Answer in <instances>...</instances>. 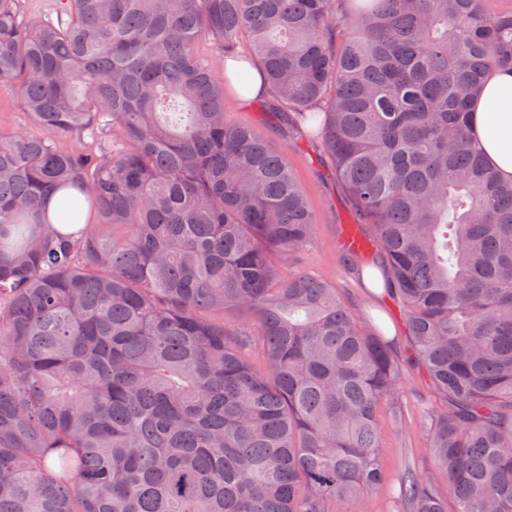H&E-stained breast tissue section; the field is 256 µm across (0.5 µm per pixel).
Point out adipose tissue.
I'll list each match as a JSON object with an SVG mask.
<instances>
[{
	"instance_id": "adipose-tissue-1",
	"label": "adipose tissue",
	"mask_w": 512,
	"mask_h": 512,
	"mask_svg": "<svg viewBox=\"0 0 512 512\" xmlns=\"http://www.w3.org/2000/svg\"><path fill=\"white\" fill-rule=\"evenodd\" d=\"M471 133L485 161L505 182H512V69L496 67L485 77L474 103Z\"/></svg>"
}]
</instances>
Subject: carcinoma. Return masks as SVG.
Returning <instances> with one entry per match:
<instances>
[{
    "instance_id": "1",
    "label": "carcinoma",
    "mask_w": 512,
    "mask_h": 512,
    "mask_svg": "<svg viewBox=\"0 0 512 512\" xmlns=\"http://www.w3.org/2000/svg\"><path fill=\"white\" fill-rule=\"evenodd\" d=\"M22 2L0 0V82L32 122L0 132V512H365L384 484L377 409L403 363L329 283L280 274L317 220L264 132L224 111L221 61L240 56L262 111L320 137L371 227L347 256H380L439 395L430 471L399 474L400 499L512 512V183L468 129L484 74L512 67V11L56 0L29 19Z\"/></svg>"
}]
</instances>
